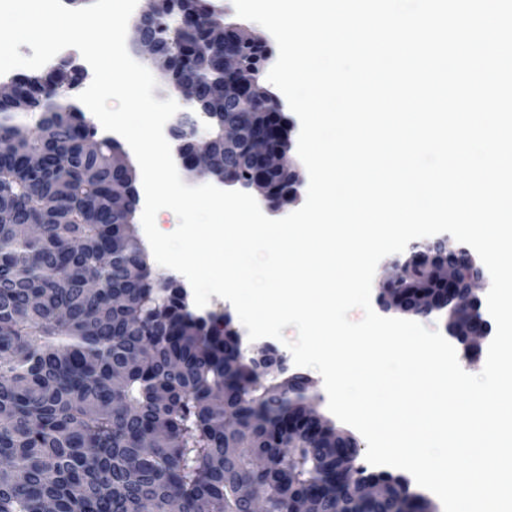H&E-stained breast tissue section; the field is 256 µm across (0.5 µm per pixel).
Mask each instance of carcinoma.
I'll return each instance as SVG.
<instances>
[{
	"label": "carcinoma",
	"instance_id": "obj_1",
	"mask_svg": "<svg viewBox=\"0 0 512 512\" xmlns=\"http://www.w3.org/2000/svg\"><path fill=\"white\" fill-rule=\"evenodd\" d=\"M183 24L162 78L190 83L206 98L224 83L258 78L272 55L235 35L211 45L224 23L212 0H179ZM170 0H149L139 32L169 38ZM242 74L224 75V48ZM79 67L60 58L43 74L14 79L0 102V512H246L248 488L267 512H290L307 497L313 512H430L429 501L388 472L356 468L357 450L329 420L312 427L307 377L271 376L235 350L230 323L193 314L172 278L153 273L127 230L138 205L132 182L112 167L120 143L98 135L71 102ZM259 112H278L256 92L248 105L211 121L213 161L233 183L251 166L224 156V124L261 129ZM264 200L275 206L295 186L271 173ZM427 251L467 270L468 257L435 240L409 246L403 288L430 283L417 261ZM237 429L224 432V413ZM358 469L362 478L350 476ZM385 486L364 500L360 480Z\"/></svg>",
	"mask_w": 512,
	"mask_h": 512
}]
</instances>
